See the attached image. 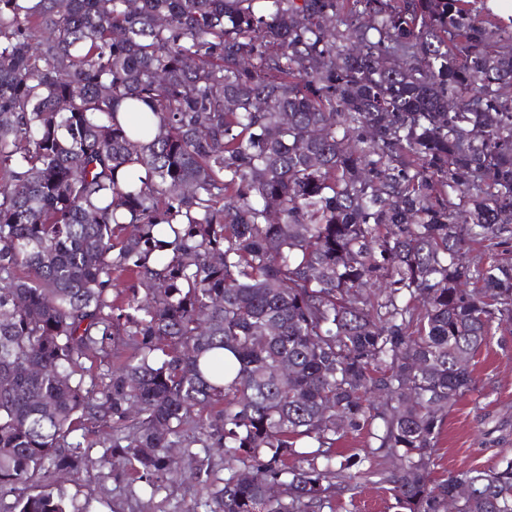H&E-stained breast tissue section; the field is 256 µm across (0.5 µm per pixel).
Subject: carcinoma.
Segmentation results:
<instances>
[{"mask_svg":"<svg viewBox=\"0 0 512 512\" xmlns=\"http://www.w3.org/2000/svg\"><path fill=\"white\" fill-rule=\"evenodd\" d=\"M511 85L512 27L468 0H0L12 512H94L54 476L96 446L99 477L153 493L168 449L202 448L189 512L365 484L398 512L461 485L457 512H512V450L430 479L470 362L512 330V267L484 257L512 242ZM374 424L365 458L398 468L337 459Z\"/></svg>","mask_w":512,"mask_h":512,"instance_id":"cac0c4a2","label":"carcinoma"}]
</instances>
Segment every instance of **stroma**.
Returning a JSON list of instances; mask_svg holds the SVG:
<instances>
[{"instance_id":"stroma-1","label":"stroma","mask_w":512,"mask_h":512,"mask_svg":"<svg viewBox=\"0 0 512 512\" xmlns=\"http://www.w3.org/2000/svg\"><path fill=\"white\" fill-rule=\"evenodd\" d=\"M474 388L451 407L436 450L433 479L470 468L495 467L504 450L512 448V333L500 330L472 361ZM101 448L89 451L90 464L80 476L59 474L58 483L77 499H103L101 512H190L197 498L189 480L167 483L157 493L141 485L126 487L99 481L96 460ZM386 485H363L355 497H337L333 512H395Z\"/></svg>"}]
</instances>
